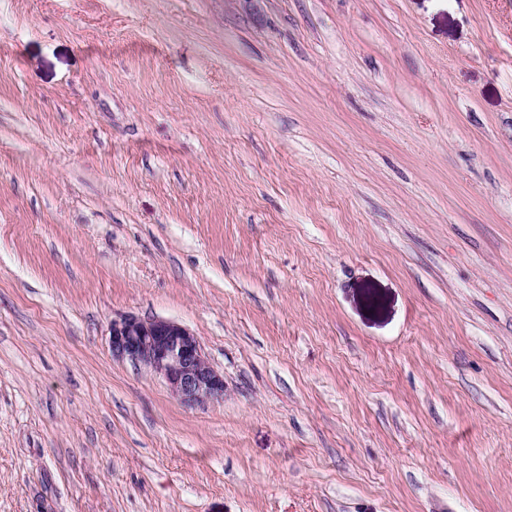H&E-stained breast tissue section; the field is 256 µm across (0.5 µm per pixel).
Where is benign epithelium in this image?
<instances>
[{
	"label": "benign epithelium",
	"instance_id": "1",
	"mask_svg": "<svg viewBox=\"0 0 512 512\" xmlns=\"http://www.w3.org/2000/svg\"><path fill=\"white\" fill-rule=\"evenodd\" d=\"M110 341L112 355L163 377L183 405L224 399V377L209 363L194 334L179 323L124 316L112 321Z\"/></svg>",
	"mask_w": 512,
	"mask_h": 512
}]
</instances>
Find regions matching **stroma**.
<instances>
[{
  "instance_id": "1",
  "label": "stroma",
  "mask_w": 512,
  "mask_h": 512,
  "mask_svg": "<svg viewBox=\"0 0 512 512\" xmlns=\"http://www.w3.org/2000/svg\"><path fill=\"white\" fill-rule=\"evenodd\" d=\"M0 512H512V0H0ZM110 341L113 356L163 377L183 405L223 400V376L209 363L194 334L179 323L124 316L112 321Z\"/></svg>"
}]
</instances>
